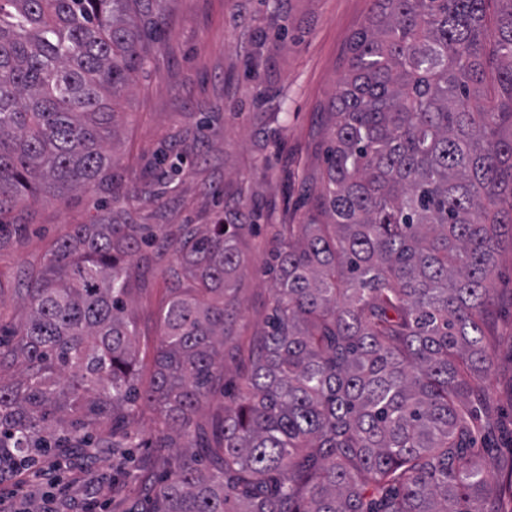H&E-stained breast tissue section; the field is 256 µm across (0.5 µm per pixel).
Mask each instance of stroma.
Returning <instances> with one entry per match:
<instances>
[{
  "label": "stroma",
  "mask_w": 512,
  "mask_h": 512,
  "mask_svg": "<svg viewBox=\"0 0 512 512\" xmlns=\"http://www.w3.org/2000/svg\"><path fill=\"white\" fill-rule=\"evenodd\" d=\"M161 43L148 45L150 63L124 93L121 132L108 152L113 172L133 197L105 186L65 201L19 204L7 214L19 233L0 242V329L23 322L26 278L39 271L57 238L73 224L101 217L138 224L147 241L139 254L151 269L132 267L128 314L144 367H151L161 331L158 314L177 282L172 235L205 228L225 210L250 213L256 228L241 246L236 276V355L224 358V391L212 406L235 405L249 367L247 348L260 335L272 304L267 273L278 225L305 223L307 189H320L331 127L327 107L345 74L353 34L365 25L371 0H164ZM184 161L182 174L162 181L159 151ZM495 304L486 326L493 365L477 401L470 456L493 472L512 470V241L504 240L490 281ZM138 477H120L111 449H95L83 482L105 512H144L148 490L165 468L148 448L132 449Z\"/></svg>",
  "instance_id": "1"
}]
</instances>
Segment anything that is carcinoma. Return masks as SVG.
I'll list each match as a JSON object with an SVG mask.
<instances>
[{
    "instance_id": "carcinoma-1",
    "label": "carcinoma",
    "mask_w": 512,
    "mask_h": 512,
    "mask_svg": "<svg viewBox=\"0 0 512 512\" xmlns=\"http://www.w3.org/2000/svg\"><path fill=\"white\" fill-rule=\"evenodd\" d=\"M163 0H0V215L112 183L115 106L161 42ZM329 104L315 214L280 225L266 330L239 403L197 417L235 340L246 215L174 240L149 382L127 316L138 227L75 224L0 340V448H114L164 430L151 512H486L473 464L493 361L488 281L512 232V0H371ZM176 449L173 455L166 454Z\"/></svg>"
}]
</instances>
